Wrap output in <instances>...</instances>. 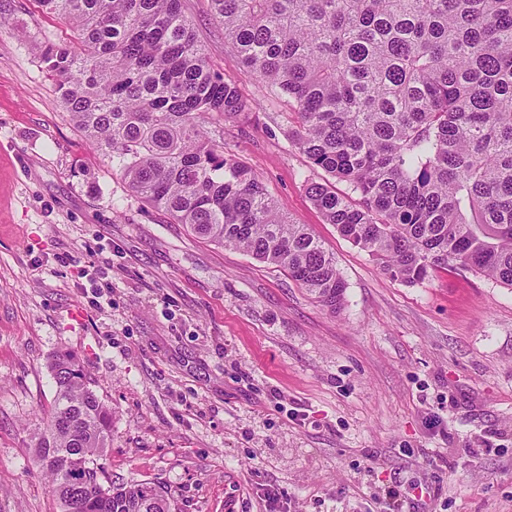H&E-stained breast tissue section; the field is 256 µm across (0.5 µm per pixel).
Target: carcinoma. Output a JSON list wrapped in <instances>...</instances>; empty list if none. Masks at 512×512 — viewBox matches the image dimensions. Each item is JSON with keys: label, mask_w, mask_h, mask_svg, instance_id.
<instances>
[{"label": "carcinoma", "mask_w": 512, "mask_h": 512, "mask_svg": "<svg viewBox=\"0 0 512 512\" xmlns=\"http://www.w3.org/2000/svg\"><path fill=\"white\" fill-rule=\"evenodd\" d=\"M70 42L41 62L69 117L129 191L199 238L283 268L322 306L345 303L335 258L224 152L252 104L212 70L183 0H38ZM224 43L273 98L330 182L326 222L391 279L474 269L512 287V0H211ZM217 128L210 136L205 125ZM34 429L60 512H178L153 482L104 485L112 408L69 354Z\"/></svg>", "instance_id": "obj_1"}]
</instances>
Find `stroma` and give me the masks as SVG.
<instances>
[{
	"label": "stroma",
	"instance_id": "obj_1",
	"mask_svg": "<svg viewBox=\"0 0 512 512\" xmlns=\"http://www.w3.org/2000/svg\"><path fill=\"white\" fill-rule=\"evenodd\" d=\"M184 6L258 103L225 151L333 252L345 303L133 197L41 64L69 22L0 0V512H59L30 449L58 351L112 409L113 482L159 484L181 512H512V287L384 275L312 204L326 175L287 102L225 47L210 0Z\"/></svg>",
	"mask_w": 512,
	"mask_h": 512
}]
</instances>
